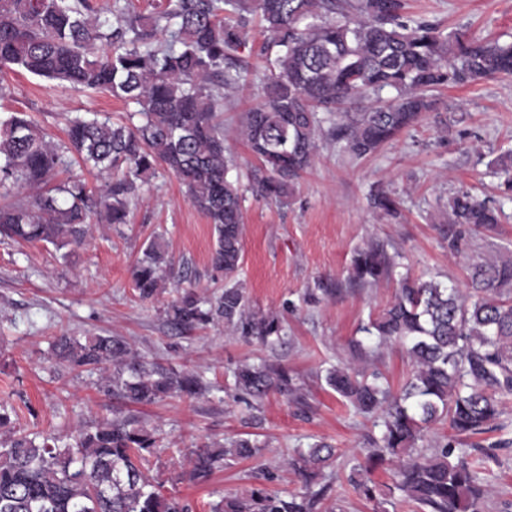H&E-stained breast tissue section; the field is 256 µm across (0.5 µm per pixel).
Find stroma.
Masks as SVG:
<instances>
[{
  "mask_svg": "<svg viewBox=\"0 0 512 512\" xmlns=\"http://www.w3.org/2000/svg\"><path fill=\"white\" fill-rule=\"evenodd\" d=\"M407 10L447 32L467 26L482 35L512 38V0H407ZM0 86L5 89L0 111L30 112L56 142L65 138L68 115L98 112L117 118L126 111L110 93L72 92L25 73L0 72ZM439 110L447 126L426 117L360 160L322 142L287 205L246 197L239 278L253 309L276 313L284 322L285 337L272 346L226 335L220 325L176 335L161 312L173 292L152 303L137 298L131 267L156 234L166 241L175 268L195 279L200 294H214L213 226L167 172H158L139 191L130 223L93 225L69 263L57 260L49 245L0 242V403L10 408L15 430L53 434L66 442L77 428L135 416L160 433L151 475L164 494L188 500L193 512H210L219 493L262 486L301 491V479L286 465L288 455L324 441L339 453L316 478L328 487L321 512H374L349 475L379 432L372 418L326 386L319 371L370 363L360 352L371 344L361 327L391 303L401 277L462 288L469 264L512 253V200L505 198L502 179L490 166L512 150V79L445 90ZM375 187L399 197V216L370 208L368 194ZM462 188L502 206L504 218L473 235L464 254L454 256L448 251L446 211L449 196ZM372 244L383 246L396 266L389 278L362 284L354 279L352 257ZM320 285L331 288V295L307 302V291ZM102 331L127 337L142 355L164 366L201 374L212 392L191 401L168 398L132 407L98 390L100 373L49 360L55 336ZM261 361L288 367L302 398L270 394L258 411L261 426L251 430L245 423L248 409L232 398L230 372L236 364ZM370 364L396 390L412 368L398 343L380 348ZM248 431L260 448L255 457L225 465L203 484L177 482L196 446ZM474 441L472 458L486 488L481 512H512V396L493 430Z\"/></svg>",
  "mask_w": 512,
  "mask_h": 512,
  "instance_id": "stroma-1",
  "label": "stroma"
}]
</instances>
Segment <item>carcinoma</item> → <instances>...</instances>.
<instances>
[{"instance_id": "carcinoma-1", "label": "carcinoma", "mask_w": 512, "mask_h": 512, "mask_svg": "<svg viewBox=\"0 0 512 512\" xmlns=\"http://www.w3.org/2000/svg\"><path fill=\"white\" fill-rule=\"evenodd\" d=\"M404 0H161L141 14L131 0H0V71L23 70L79 92L107 91L130 110L127 119L76 115L67 141L57 144L29 113L0 117V238L51 245L64 259L89 236L90 224H126L138 189L158 168L172 172L216 233L211 252L212 300L186 276H173L162 236H153L132 270L134 291L152 302L173 285L164 316L177 331L224 324L233 336L262 344L279 339L282 321L250 310L235 281L242 258L243 191L224 147V99L242 89L254 67L244 55L249 31L266 33L257 55L269 62L263 96L241 114L240 134L258 165L247 173L253 194L288 204L295 182L311 168L319 143L329 140L354 159L377 152L436 111V92L512 76V42L480 38L459 28L443 32L404 13ZM77 156L106 176L97 191L81 179L48 186ZM386 214L399 201L370 194ZM499 223L497 210L467 191L448 199V248L460 253L468 230ZM393 261L369 246L353 257L358 282L387 277ZM362 331L406 346L412 370L393 391L377 369L331 367L327 387L358 412H380L381 437L366 449L355 487L381 506L398 493L420 512H479L480 471L460 450V436L490 429L512 395V256L468 267L466 289L433 278L402 281L394 300ZM52 358L71 368L112 373L107 390L132 405L196 398L211 386L195 372L166 368L142 356L123 336L63 334ZM239 399L254 407L269 393L297 395L288 369L267 362L232 371ZM454 432L430 454L417 446L432 424ZM0 412V512H191L164 495L147 474L160 436L134 418L79 428L72 442L21 434ZM258 446L238 436L229 445L192 452L191 482L209 479L224 459H250ZM333 446L294 449L288 465L304 491L286 497L264 488L222 496L210 512H317L325 488L316 471L332 464ZM389 464L393 483L377 486L371 473Z\"/></svg>"}]
</instances>
